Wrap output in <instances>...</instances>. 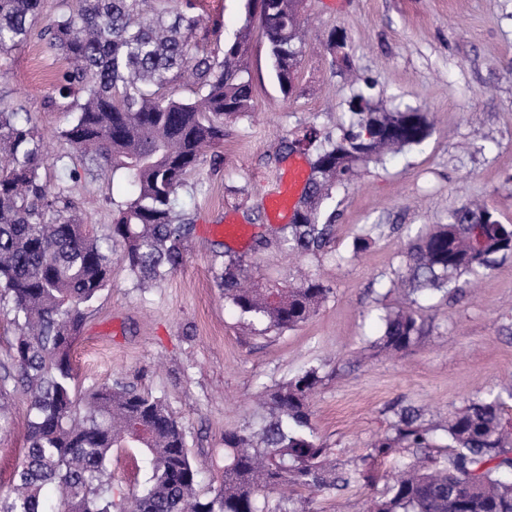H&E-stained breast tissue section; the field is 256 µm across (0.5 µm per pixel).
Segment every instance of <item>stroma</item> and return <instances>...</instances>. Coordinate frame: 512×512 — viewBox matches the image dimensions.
Wrapping results in <instances>:
<instances>
[{
	"label": "stroma",
	"instance_id": "obj_1",
	"mask_svg": "<svg viewBox=\"0 0 512 512\" xmlns=\"http://www.w3.org/2000/svg\"><path fill=\"white\" fill-rule=\"evenodd\" d=\"M207 22L196 39L211 49L240 24L242 0H196ZM306 45L295 88L283 96L265 40L254 32L246 65L254 85L250 115L225 120L217 163L190 172L178 210L193 220L183 265L156 287H137L122 264L87 310L71 362L74 391L84 395L121 379L162 397L185 426L187 451L200 472L198 489L213 494L224 478V432L258 429L255 396L314 366L321 381L312 423L340 467L359 462L388 432L400 407L423 409L443 423L479 392L512 376V257L480 276L462 275L451 297L419 301L421 339L407 350L374 348L382 316L407 292L391 282L403 260L407 230L446 223L450 208L485 202L512 224V0H303ZM343 34L352 67L333 61L331 33ZM65 62L39 36L0 55V96L30 116L45 138L44 173L105 232L124 182L88 170L60 132L73 120L46 104ZM370 90L373 106L428 112L431 136L385 156L336 190V238L303 257L332 292L316 316L281 333H253L227 303L216 276L236 258L260 282L290 279L288 256L275 244L282 226L265 197L288 173L285 141L308 125L333 133L353 115L347 102ZM364 224L383 233L353 250ZM267 246H258V238ZM13 422L0 432V483L22 459L27 396L11 385L4 397ZM112 490L141 484L148 467L140 449L113 451ZM374 491L357 485L310 494V512H367Z\"/></svg>",
	"mask_w": 512,
	"mask_h": 512
}]
</instances>
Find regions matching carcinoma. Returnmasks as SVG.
<instances>
[{"mask_svg":"<svg viewBox=\"0 0 512 512\" xmlns=\"http://www.w3.org/2000/svg\"><path fill=\"white\" fill-rule=\"evenodd\" d=\"M300 0H244L242 23L224 47L199 52L201 17L174 0H60L40 31L67 61L57 79L59 100L76 99L61 137L90 166L120 175L130 187L99 234L61 187L44 181V142L27 118L0 98V298L11 305L19 333L10 346L11 379L28 396L26 448L12 481L0 485V512H310L305 492L341 491L354 478L376 482L380 458L409 451L414 460L386 482L373 512H512V427L504 420L512 381L468 401L445 425L423 410L397 411L393 435L371 442L360 465L343 470L320 443L311 400L320 381L309 367L266 390L255 431L224 432V481L212 496L198 491V470L186 431L164 399L120 379L74 394L71 351L89 304L110 281L114 261L140 286L165 280L184 262L192 219L176 211L185 176L224 141V119L249 112L253 86L244 66L260 23L272 74L283 95L293 89L304 32ZM43 0H0V54L27 42ZM189 72L197 91L179 99L167 87ZM349 109L356 121L327 135L311 163L306 194L281 243L290 256L316 254L335 239L339 186L387 152L422 145L431 135L417 109L380 110L363 93ZM381 225L364 224L354 251L370 247ZM512 257V224L488 207L465 202L448 223L408 239L395 284L408 294L447 293L454 277L481 274ZM224 300L259 335L312 318L332 288L307 276L297 286L263 288L242 264L217 275ZM388 313L375 342L398 353L420 337L418 310ZM451 454H430L437 431ZM114 448H142L150 476L140 491L114 499L107 463Z\"/></svg>","mask_w":512,"mask_h":512,"instance_id":"1","label":"carcinoma"}]
</instances>
